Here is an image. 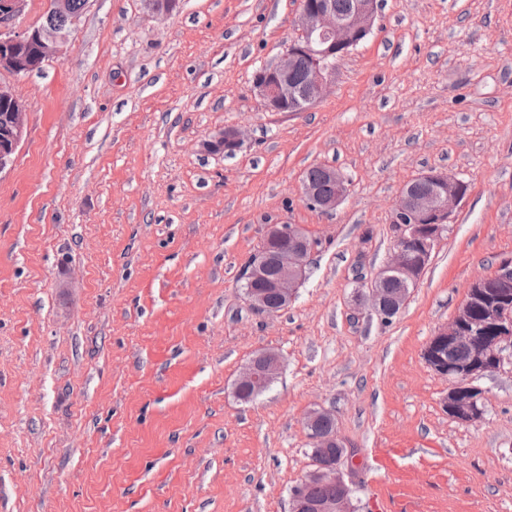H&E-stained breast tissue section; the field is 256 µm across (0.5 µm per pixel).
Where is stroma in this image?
Wrapping results in <instances>:
<instances>
[{
  "mask_svg": "<svg viewBox=\"0 0 512 512\" xmlns=\"http://www.w3.org/2000/svg\"><path fill=\"white\" fill-rule=\"evenodd\" d=\"M299 7L87 0L55 59L0 72L28 123L0 173V512H289L319 408L355 452L357 512H512V367L462 423L424 360L512 259V0H380L325 98L269 112L253 76ZM228 126L235 156L206 151ZM320 165L350 183L328 214L301 198ZM429 170L466 197L402 310L355 311ZM270 224L317 245L265 315L241 275ZM261 350L282 370L246 403Z\"/></svg>",
  "mask_w": 512,
  "mask_h": 512,
  "instance_id": "1",
  "label": "stroma"
}]
</instances>
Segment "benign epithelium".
Wrapping results in <instances>:
<instances>
[{
	"label": "benign epithelium",
	"mask_w": 512,
	"mask_h": 512,
	"mask_svg": "<svg viewBox=\"0 0 512 512\" xmlns=\"http://www.w3.org/2000/svg\"><path fill=\"white\" fill-rule=\"evenodd\" d=\"M378 6V0H353L350 11L340 16L336 14L334 0H305L298 14V38L276 61L254 73L253 84L265 108L270 112H304L322 100L329 90L336 60L370 34ZM25 7L26 0H0V71L16 76L29 74L54 58L59 46L72 34L70 30L44 27L13 32L12 25ZM300 57L308 60L302 83L294 79ZM1 103L8 106V117L0 128V173L13 164L27 132V113L22 100L11 87L0 83ZM242 143V131L227 127L206 142V149L233 155ZM327 174L336 183V192L330 196L320 195L318 188L306 179L301 183L302 199L321 213L336 209L347 193L346 181L336 169H329ZM418 180L427 189L416 191L408 185L402 189L392 217L401 235L391 259L373 277L368 293L358 299V305L369 304L385 319L397 315L405 305L410 289L418 281L416 270H425L436 244L448 230L454 208L468 192L467 184L461 179L441 171L423 172ZM281 241L288 245L275 250L265 248L255 254L244 277L250 305L268 315L292 303L315 248L314 240L299 226L269 225L266 242ZM391 278L399 279L402 288L389 291L387 283ZM446 344L469 348L470 358L461 363L447 359L439 351ZM424 358L437 375L452 384L444 402L448 415L463 423L483 419L486 399L477 381L500 371L507 363L512 365V260L502 261L494 273L471 284L452 320L431 339ZM281 368L277 353H257L242 369L235 393L239 396L261 393L277 379ZM319 414L320 411L313 410L304 421L313 451L321 453L344 445L336 430H318ZM343 463L344 458L339 456L312 467L291 492L290 512H356L349 493V472ZM313 481L335 485L340 494L331 500L312 502L307 497V485Z\"/></svg>",
	"instance_id": "benign-epithelium-1"
}]
</instances>
